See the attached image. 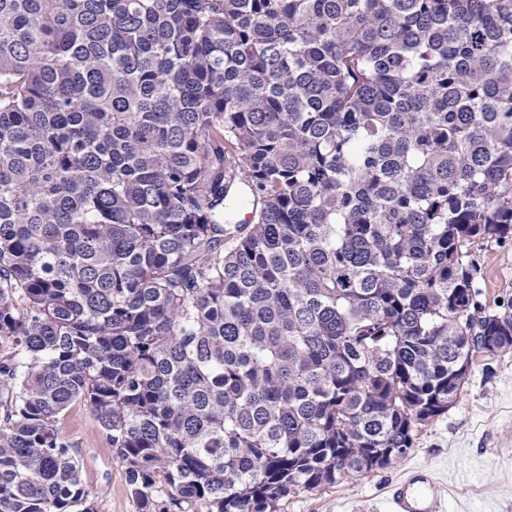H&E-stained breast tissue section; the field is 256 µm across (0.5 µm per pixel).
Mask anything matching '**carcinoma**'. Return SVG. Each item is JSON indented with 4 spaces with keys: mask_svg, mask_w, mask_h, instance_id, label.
I'll return each mask as SVG.
<instances>
[{
    "mask_svg": "<svg viewBox=\"0 0 512 512\" xmlns=\"http://www.w3.org/2000/svg\"><path fill=\"white\" fill-rule=\"evenodd\" d=\"M512 0H0V512H280L403 459L512 296ZM475 252L481 258L480 287L487 305H494L501 296L512 295V243L479 246ZM63 433L78 448L83 483L97 497L101 512H141L132 496L122 463L95 420L82 402L72 404L61 418Z\"/></svg>",
    "mask_w": 512,
    "mask_h": 512,
    "instance_id": "cac0c4a2",
    "label": "carcinoma"
}]
</instances>
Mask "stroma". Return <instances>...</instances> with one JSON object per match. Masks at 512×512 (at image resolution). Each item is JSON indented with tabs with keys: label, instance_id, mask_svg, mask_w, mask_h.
I'll return each mask as SVG.
<instances>
[{
	"label": "stroma",
	"instance_id": "1",
	"mask_svg": "<svg viewBox=\"0 0 512 512\" xmlns=\"http://www.w3.org/2000/svg\"><path fill=\"white\" fill-rule=\"evenodd\" d=\"M477 254L486 303L512 295V243ZM60 427L79 451L83 483L100 512H140L90 408L72 404ZM419 470L441 486V512H512V351L478 358L460 400L422 427L405 458L365 478L290 495L281 512H387L392 487Z\"/></svg>",
	"mask_w": 512,
	"mask_h": 512
}]
</instances>
